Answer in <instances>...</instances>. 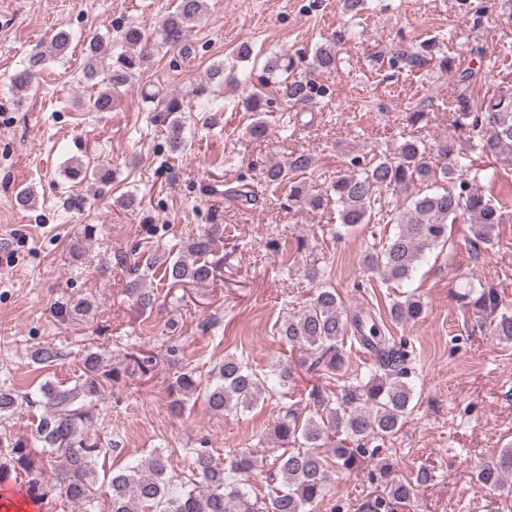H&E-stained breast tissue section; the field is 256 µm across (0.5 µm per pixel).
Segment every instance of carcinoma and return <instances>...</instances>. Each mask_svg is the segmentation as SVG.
Segmentation results:
<instances>
[{
    "label": "carcinoma",
    "mask_w": 512,
    "mask_h": 512,
    "mask_svg": "<svg viewBox=\"0 0 512 512\" xmlns=\"http://www.w3.org/2000/svg\"><path fill=\"white\" fill-rule=\"evenodd\" d=\"M207 0H176L174 10L164 17L161 25L162 45L186 55L190 28L204 15ZM350 32L335 34L326 46L318 47L309 69L332 73L337 68L336 46ZM73 35L60 29L49 41L50 56H67ZM83 78L100 86L93 108L110 112L116 99L131 85L135 73L147 68L155 55L156 46L144 38L141 29L130 23L119 30L116 49L107 54V47L98 35L87 40ZM45 55H32L18 70L13 86L28 88L39 71ZM393 66L422 68L430 63L444 73H455L457 81L470 87L476 71L441 49L440 41L429 39L410 49L396 44L390 49ZM293 57L275 53L266 59L264 70L283 74L278 90L291 102L312 97L314 85L304 75L295 74ZM208 79L212 82L237 86L239 81L224 64L212 66ZM143 100L165 104L163 111L171 118L167 138L169 152L183 153L189 144L187 132L192 130V117L176 115L181 105L175 98L166 99L160 92H143ZM448 135L437 139L428 149L419 139L403 142L392 156L366 158L355 155L350 168L331 179L325 193L309 195L305 184L295 176L310 169L312 159L305 152L290 154L287 165L272 164L262 169L263 181L271 186L288 183V207L310 206L320 209L334 202L338 220L345 228L369 224L377 202L387 195L389 223L395 232L385 238L377 250L366 253L367 269L383 281L404 284L411 280L426 255L448 244V225L458 219L471 224L470 244L492 245V231L497 224L512 219L508 205L488 197L475 183L494 176L476 167L472 154H492L512 164V91L501 90L490 99L476 105L465 96L448 104ZM427 186L413 191L415 184ZM229 204L249 203L253 192L242 184L224 190ZM224 237V225L211 224L203 232L187 240L181 255L168 261L156 256L145 260L147 269L158 267L163 278L173 284L205 283L213 279L215 266L209 260L216 242ZM130 279L126 292L142 309L156 300L154 290L141 285L138 264L128 266ZM475 312L489 319L495 335L512 340V310L503 306L500 294L492 287H482L470 301ZM93 302L82 299L60 307L61 317L77 319L90 313ZM424 310L420 298L407 294L390 308L396 322H408L421 317ZM278 334L283 344L303 355L300 366L311 374L324 375L343 381L331 391L323 386L312 387L305 409L292 405L276 419L273 433L282 452L274 457L266 471V480L273 484L270 493L259 497L246 490L244 474L252 470L247 458L219 463L207 448H191L195 483L189 485L176 479L168 457L160 450L112 468L108 482V504L99 512H310V507L326 494L331 474L352 472L367 458L379 454L386 442L400 431L411 414L415 398V371L404 342L382 334L373 315H349L334 288H315L312 297L298 311L284 317ZM359 342L375 356V363L360 376L346 380L345 338ZM32 357L38 364L53 363L62 352L50 345L34 349ZM297 371L286 362H276L269 371L259 373L233 354L224 355L206 381L194 373L179 375L172 384L177 397L170 408L179 412L185 398L196 393L204 395L206 404L216 414L245 412L256 407L263 395L271 397L290 387ZM112 375L102 371V357L96 352L85 355L82 373L72 387L47 382L37 392H21L0 385V416L23 407H41L33 442L50 448L55 454L48 465L60 492L71 502L85 505L88 512L95 508L99 467L106 465L111 449L88 436L84 428L92 417L77 402L92 403L105 392L106 381ZM30 475L29 492L41 498L42 472L32 456L27 441L0 440V480L12 474ZM512 475V448H503L492 460L485 462L476 475L482 489H496ZM431 472L418 470L415 481L395 480L386 496L372 505V512H382L390 506L407 502L414 487L430 481Z\"/></svg>",
    "instance_id": "carcinoma-1"
}]
</instances>
